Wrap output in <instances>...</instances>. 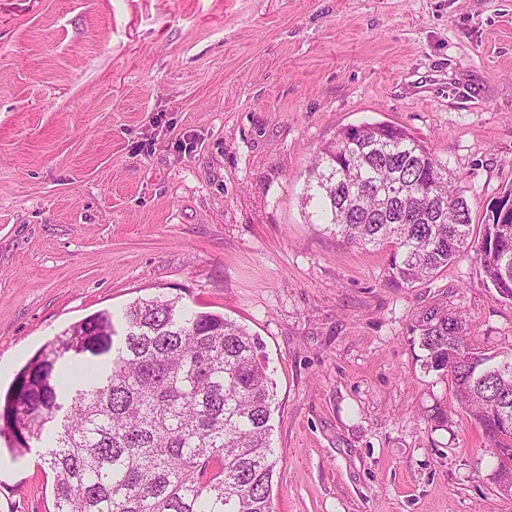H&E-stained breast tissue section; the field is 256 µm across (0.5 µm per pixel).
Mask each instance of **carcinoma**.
<instances>
[{"label": "carcinoma", "instance_id": "obj_1", "mask_svg": "<svg viewBox=\"0 0 512 512\" xmlns=\"http://www.w3.org/2000/svg\"><path fill=\"white\" fill-rule=\"evenodd\" d=\"M303 206L347 245L389 251L395 288L430 280L474 249L512 300V210L472 211L448 165L402 126L350 127L315 152ZM46 343L0 398V438L44 445L54 512H274L277 384L259 337L181 297L138 298ZM423 366L444 371L489 445L512 460V358L470 343L448 302L417 319Z\"/></svg>", "mask_w": 512, "mask_h": 512}]
</instances>
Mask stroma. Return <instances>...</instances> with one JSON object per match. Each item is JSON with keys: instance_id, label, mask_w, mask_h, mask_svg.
Listing matches in <instances>:
<instances>
[{"instance_id": "obj_1", "label": "stroma", "mask_w": 512, "mask_h": 512, "mask_svg": "<svg viewBox=\"0 0 512 512\" xmlns=\"http://www.w3.org/2000/svg\"><path fill=\"white\" fill-rule=\"evenodd\" d=\"M382 122L483 223L512 187V0H0V390L73 323L178 296L264 343L276 512H512L415 328L444 299L512 352V300L471 251L390 287L387 251L302 207L313 151ZM41 453L0 441V512H50Z\"/></svg>"}]
</instances>
